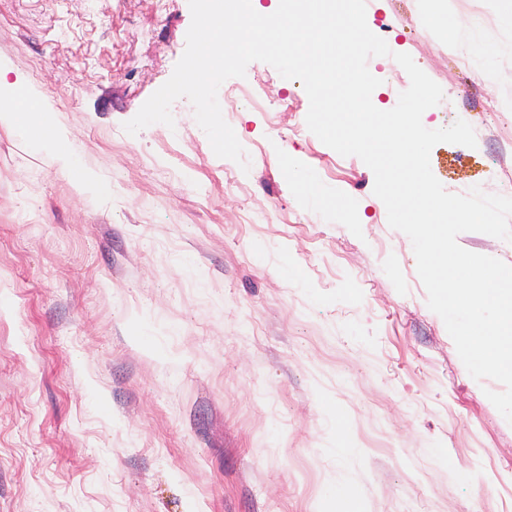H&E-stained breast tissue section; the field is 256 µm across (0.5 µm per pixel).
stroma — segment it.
<instances>
[{
    "label": "stroma",
    "instance_id": "35a3bbf8",
    "mask_svg": "<svg viewBox=\"0 0 512 512\" xmlns=\"http://www.w3.org/2000/svg\"><path fill=\"white\" fill-rule=\"evenodd\" d=\"M434 5L481 19L491 72L427 24ZM366 21L391 50L368 61L382 109L407 53L444 92L423 125L475 130L432 148L444 188L512 190L502 0H366ZM190 24L188 0H0V101L34 96L112 188L0 121V512H512L501 385L468 374L372 170L308 129L300 81L253 62L263 109L222 105L246 171L184 98L174 127L124 131ZM284 174L289 181L299 185L307 200L312 201L316 206L334 205V197L308 171L297 169L293 165H287L284 168Z\"/></svg>",
    "mask_w": 512,
    "mask_h": 512
}]
</instances>
